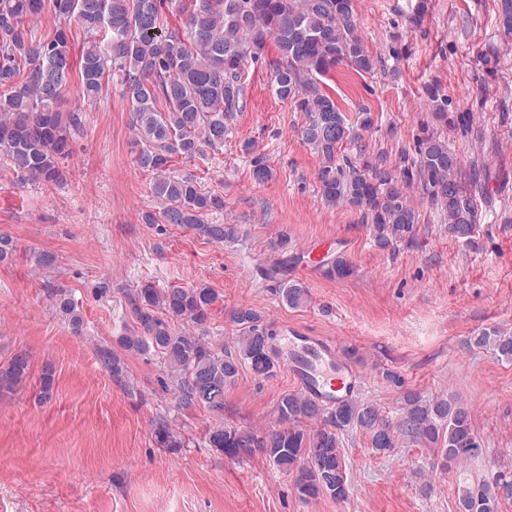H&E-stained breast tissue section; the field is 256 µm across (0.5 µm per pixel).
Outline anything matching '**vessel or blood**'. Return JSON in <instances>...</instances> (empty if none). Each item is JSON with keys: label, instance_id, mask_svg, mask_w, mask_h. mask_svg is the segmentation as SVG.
I'll return each instance as SVG.
<instances>
[{"label": "vessel or blood", "instance_id": "obj_1", "mask_svg": "<svg viewBox=\"0 0 512 512\" xmlns=\"http://www.w3.org/2000/svg\"><path fill=\"white\" fill-rule=\"evenodd\" d=\"M332 245L329 239L307 245L305 271L315 275L321 273ZM303 342L304 354L294 360L291 367V375L299 389L328 408L351 399L360 385L359 374L350 370L341 371L336 361L335 347L323 338L307 336Z\"/></svg>", "mask_w": 512, "mask_h": 512}]
</instances>
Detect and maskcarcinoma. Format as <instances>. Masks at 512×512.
I'll return each mask as SVG.
<instances>
[{
    "label": "carcinoma",
    "instance_id": "cac0c4a2",
    "mask_svg": "<svg viewBox=\"0 0 512 512\" xmlns=\"http://www.w3.org/2000/svg\"><path fill=\"white\" fill-rule=\"evenodd\" d=\"M502 36L512 39V0H500ZM50 9L60 26L35 38L30 21ZM184 19L185 34L167 31L168 16ZM82 35L74 50L70 29ZM277 54H267L269 40ZM267 65L275 95L305 114L300 135L319 160L317 182L329 205H349L362 213L374 245L387 249L416 235L417 213L407 192L421 189L439 209L448 233L474 244L475 200L462 187L460 160L438 131L428 128L417 138L412 155L393 162L372 159L359 149V160L341 154L354 139L336 99L323 78L338 66L358 74L373 73L378 60L359 30L356 0H0V157L23 181L57 184L64 180L63 162L83 130L80 112L59 110L73 72L79 95L94 104L103 98L112 72H121L122 95L129 103L134 132L131 153L153 178V193L162 211L146 212L145 224H174L218 242L239 238L236 224H208L206 215L224 207V199L201 189L195 175L173 170L175 157L192 160L224 147L229 124L241 111L248 62ZM437 122L448 125V101L436 88L427 89ZM250 157L252 179L263 184L273 171L253 142L242 144ZM279 298L297 309L309 302L308 290L280 282ZM56 307L74 329L82 326L77 304L64 288L51 289ZM136 329L117 338L127 352H153L160 360L177 408H204L219 422L208 430L211 447L230 459L244 449L263 455L294 478L299 496L344 500L350 485L342 464L340 434L357 429L369 434L371 447L390 453L399 434L438 444L453 462L480 451L469 407L456 398L424 401L403 394L404 416L395 426L375 403L350 400L326 409L302 393H285L277 404L279 426L262 434L228 427L224 389L233 385L244 365L257 376L274 373L275 356L266 348L271 334L252 307H238L231 320L239 328L236 349L224 350L209 336L215 292L205 284L193 288H158L150 282L126 293ZM191 325L186 330L180 323ZM470 348H491L512 359V335L483 330L466 341ZM97 355L121 380L120 358L108 348ZM29 376V356L16 353L0 365V391L12 390ZM307 422L318 427L309 432ZM163 448H179L181 440L166 420L154 424ZM512 478L492 485L462 487L459 512H497L512 500Z\"/></svg>",
    "mask_w": 512,
    "mask_h": 512
}]
</instances>
